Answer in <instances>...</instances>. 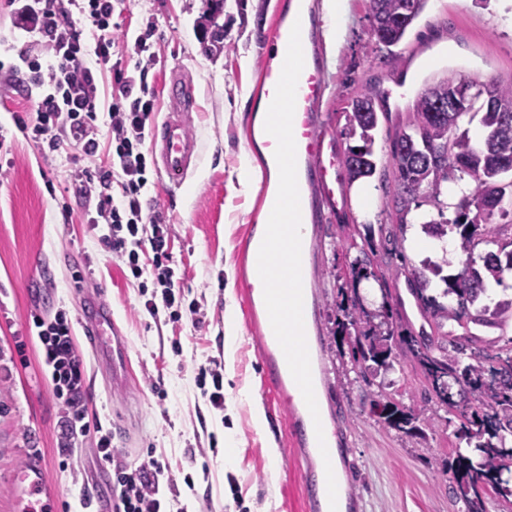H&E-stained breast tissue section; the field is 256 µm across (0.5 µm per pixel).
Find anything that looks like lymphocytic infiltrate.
<instances>
[{"label":"lymphocytic infiltrate","instance_id":"obj_1","mask_svg":"<svg viewBox=\"0 0 512 512\" xmlns=\"http://www.w3.org/2000/svg\"><path fill=\"white\" fill-rule=\"evenodd\" d=\"M9 4L35 45L6 67L8 75L21 76L25 97L36 107L35 124L19 117L16 125L30 130L46 153L73 144L93 163V170L71 171L70 181L86 203L90 223L109 228L98 238L101 250L122 262L127 277L137 280L148 271L155 277L158 289L145 300V311L153 316L164 311L177 320L186 312L197 315V308H182L174 267L158 263L149 270L140 261L148 251L158 260L165 257L169 237L163 216L145 214L150 186L145 144L155 110L149 84L157 57L153 26L128 34L141 62L131 72L112 58L117 0H9ZM106 75L112 78V97L107 106L109 137L104 140L97 107ZM29 331L39 339L42 366L63 410L58 446L66 457L90 429L84 362L76 352L65 311L50 319L34 317ZM96 447L99 460L112 467L114 512H163L161 480L168 470L166 463L152 456L128 461L106 431L99 433Z\"/></svg>","mask_w":512,"mask_h":512}]
</instances>
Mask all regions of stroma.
<instances>
[{
  "instance_id": "obj_1",
  "label": "stroma",
  "mask_w": 512,
  "mask_h": 512,
  "mask_svg": "<svg viewBox=\"0 0 512 512\" xmlns=\"http://www.w3.org/2000/svg\"><path fill=\"white\" fill-rule=\"evenodd\" d=\"M207 0H122L120 26L154 24L159 51L152 75L163 113L166 86L181 71L198 90L199 109L190 120L200 145L196 172L181 188L154 182L148 214L169 224V253L178 269L186 302L200 308L179 322L167 314L150 316L139 281L127 278L122 263L103 253L97 235L83 222L80 200L67 190L69 170L82 167L77 147L43 154L33 139L0 119L12 145V164L0 172V512H15L14 475L32 455L47 463L46 479L57 512H85L83 500L100 512L112 508V478L101 473L95 435L79 437L69 459L57 448L61 407L38 360L37 337L27 331L31 316L66 310L74 342L85 363L84 398L90 425L112 431L126 459L154 456L169 467L165 487L169 512H306L304 482L318 458L302 454L281 460V477L271 482L266 450L285 448L290 436L286 404L268 392L259 334L249 315L242 280L250 273L247 229L260 223L261 194L237 192L243 153L263 149L251 115L258 92L261 36L274 23V0H224V52L202 54L196 23ZM313 43L326 70L327 90L318 105L319 127L345 157L359 140L350 136L345 113L351 97L377 91L380 110L374 144L376 170L369 179L373 210L364 214L355 192L313 225L308 270L313 298L310 336L313 380L323 395V415L340 448L339 473L353 512H466L452 492L453 478L441 473L444 461L466 443L458 421L435 410L414 435L378 422L369 413L380 385L397 401L422 404L429 382L417 364L403 359L389 372L363 381L352 372L348 348L335 342L336 319L325 296L358 288L369 308H380L383 292L400 299L393 323L411 325L441 338L464 333L465 321L435 325L421 312L409 281L421 262L397 239L398 217L391 207L396 190L394 139L409 125L413 95L436 74L455 69L480 80L512 83V0H427L394 50L398 66L384 63L387 50L370 32L366 0H347L341 33L318 32ZM368 257L375 278L353 285L349 265ZM100 291L127 339L124 385L101 373L95 348L81 323L83 296ZM233 296L241 331L232 371L224 375V408L214 409L198 382V368L224 362V302ZM249 385L262 406L267 427L256 430L248 405L235 393ZM239 445L237 463L224 465V434ZM192 484H185V475Z\"/></svg>"
}]
</instances>
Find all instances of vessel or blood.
Here are the masks:
<instances>
[{"instance_id": "b4317fda", "label": "vessel or blood", "mask_w": 512, "mask_h": 512, "mask_svg": "<svg viewBox=\"0 0 512 512\" xmlns=\"http://www.w3.org/2000/svg\"><path fill=\"white\" fill-rule=\"evenodd\" d=\"M301 28V45L304 67L296 90V106L293 118V135L296 143V162L300 198L301 218L313 217V205L306 190L317 186L321 196L329 205H336L344 197V184L337 166V157L330 142H327L317 125L316 108L324 97L326 81L324 70L318 62L311 45V35L317 25L315 14L298 0L281 13L274 26L264 32V44L259 102L269 107L281 75L284 51L288 47L293 26ZM197 109L193 85L181 77H173L167 88L165 113L161 121L150 127V144L160 175L174 188L181 187L197 165L199 146L189 130V119ZM94 315L87 328L90 335L109 337L116 328L112 316L101 305H94ZM265 380L274 394H281L294 379L289 371L284 353L272 327H265L262 338ZM290 445L292 449L304 451L317 447L314 423L308 408L295 412L291 420ZM17 489L16 512H31L27 498L29 494L46 485V463L37 456L29 458L15 476ZM329 499L326 475L314 472L305 495L307 512H328Z\"/></svg>"}]
</instances>
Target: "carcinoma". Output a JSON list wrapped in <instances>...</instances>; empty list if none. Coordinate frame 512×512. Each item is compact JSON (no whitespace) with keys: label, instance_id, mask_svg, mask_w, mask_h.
<instances>
[{"label":"carcinoma","instance_id":"carcinoma-1","mask_svg":"<svg viewBox=\"0 0 512 512\" xmlns=\"http://www.w3.org/2000/svg\"><path fill=\"white\" fill-rule=\"evenodd\" d=\"M214 9L200 25L203 52L215 56L224 52V26L216 18L224 12V0H212ZM368 15L383 22V33L376 36L387 47L398 45L405 37L410 23L424 9L426 0H367ZM463 84L467 87L471 107L467 112H433L435 102H448V87ZM497 108L484 104V87L470 77L452 72L433 86L421 92L413 105L411 132H404L393 145V161L397 171L395 208L407 215L421 203L432 204L443 215L444 203L440 196L444 184L468 180L469 192L455 207L453 222L429 220L422 225L423 233L441 239L452 231L458 235L460 251L466 255L462 269L454 274L442 275L448 258L424 262V270L441 277L445 284L443 296L453 297L461 311L475 304L492 280L504 283V273L512 271V240L496 251L480 257L481 267H475V248L482 242L496 243L502 227L490 224L499 216L512 227V181L505 184L502 175L512 173V84L493 83ZM363 111H347L352 134L359 135L361 145L350 148L345 157L348 183L373 175V144L378 128V112L373 93L357 95ZM479 121L484 138L474 143L465 123ZM427 280L414 289L425 309L434 315L448 316V309L437 298L424 295ZM345 319L334 324L332 336L349 341L353 368L367 374L388 371L394 362L408 358L415 362L428 379L435 403L457 419L462 438L467 440V453L456 452L453 473V492L463 502L467 512H484L483 497L495 495L507 504L505 512H512V346L495 354L481 347L468 336H449L441 354H433L431 347L417 337L402 331L395 332L389 321V307L374 313L366 309L359 299L350 306L332 303ZM512 309V297L501 300L493 315ZM491 315V316H493ZM488 309H477L468 314L470 321L483 327L496 322ZM451 377L459 386V399L449 391L445 378ZM382 408L377 420L400 431L416 429V423L429 419V409L403 406L395 398L383 396L371 400Z\"/></svg>","mask_w":512,"mask_h":512}]
</instances>
